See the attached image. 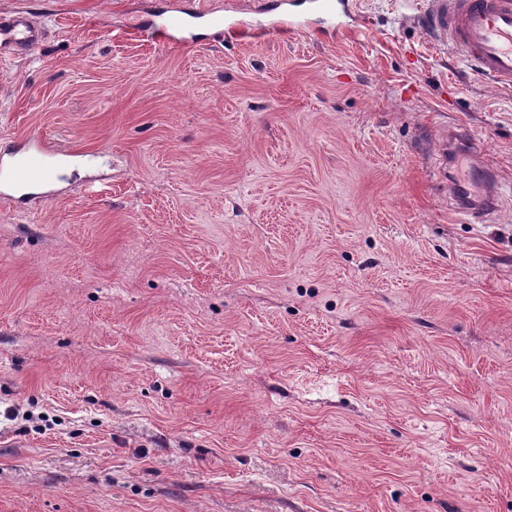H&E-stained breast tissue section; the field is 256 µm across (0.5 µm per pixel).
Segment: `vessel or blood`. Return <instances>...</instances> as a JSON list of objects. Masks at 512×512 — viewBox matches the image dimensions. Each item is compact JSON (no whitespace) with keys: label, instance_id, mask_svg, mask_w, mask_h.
I'll return each instance as SVG.
<instances>
[{"label":"vessel or blood","instance_id":"obj_1","mask_svg":"<svg viewBox=\"0 0 512 512\" xmlns=\"http://www.w3.org/2000/svg\"><path fill=\"white\" fill-rule=\"evenodd\" d=\"M313 13L334 21L344 31L353 0H308ZM422 23L440 45L447 46L475 64L479 75L512 89V0H423ZM272 18L257 24L236 16H220L200 8L159 12L145 18L141 29L164 45H186L197 31L227 36L241 32L281 36L303 29L301 20L286 10L284 0H270ZM43 25L31 14L18 11L0 17V57H16L39 44ZM56 154L39 138L21 141L0 154V197L17 205L54 192L51 157ZM458 210L475 223L488 221L498 210L500 185L496 170L478 163L469 181L453 185Z\"/></svg>","mask_w":512,"mask_h":512}]
</instances>
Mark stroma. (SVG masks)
<instances>
[{
    "mask_svg": "<svg viewBox=\"0 0 512 512\" xmlns=\"http://www.w3.org/2000/svg\"><path fill=\"white\" fill-rule=\"evenodd\" d=\"M176 5L241 8L0 0L47 29L0 60V152H65L0 199V512H512V89L421 0L156 45ZM458 127L492 222L439 170ZM65 155L39 138L21 141L13 150L0 155V197L26 205L54 192L50 158ZM473 167V175L469 181L453 184L452 197L461 213L480 224L488 221L497 212L500 185L493 167L482 161Z\"/></svg>",
    "mask_w": 512,
    "mask_h": 512,
    "instance_id": "stroma-1",
    "label": "stroma"
}]
</instances>
